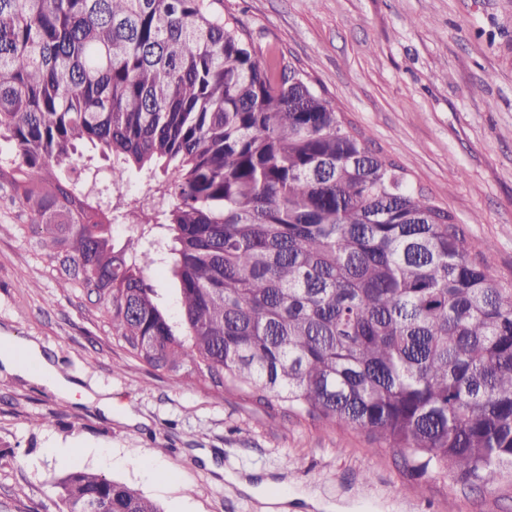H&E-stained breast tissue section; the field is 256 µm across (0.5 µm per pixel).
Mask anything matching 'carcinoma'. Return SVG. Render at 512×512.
<instances>
[{"mask_svg": "<svg viewBox=\"0 0 512 512\" xmlns=\"http://www.w3.org/2000/svg\"><path fill=\"white\" fill-rule=\"evenodd\" d=\"M223 0H0V190L131 355L512 483V282ZM116 196L103 210L100 167ZM141 175L137 192L123 187ZM139 230L119 247L112 223ZM166 264L181 320L150 278ZM65 512H161L75 470Z\"/></svg>", "mask_w": 512, "mask_h": 512, "instance_id": "1", "label": "carcinoma"}]
</instances>
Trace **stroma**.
I'll return each instance as SVG.
<instances>
[{
  "label": "stroma",
  "instance_id": "1",
  "mask_svg": "<svg viewBox=\"0 0 512 512\" xmlns=\"http://www.w3.org/2000/svg\"><path fill=\"white\" fill-rule=\"evenodd\" d=\"M224 11L256 49L307 73L512 280V0H224ZM18 223L1 191L0 334L38 344L112 412L0 367V512H63L55 482L76 469L163 512H263L268 498L288 512H512V487L416 474L366 431L193 378L173 386L116 343L98 303L57 288Z\"/></svg>",
  "mask_w": 512,
  "mask_h": 512
}]
</instances>
